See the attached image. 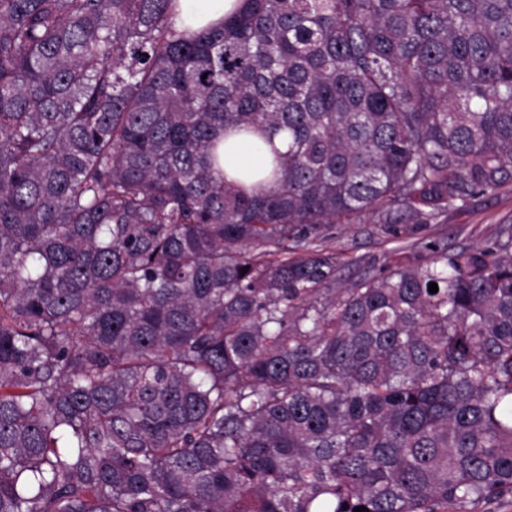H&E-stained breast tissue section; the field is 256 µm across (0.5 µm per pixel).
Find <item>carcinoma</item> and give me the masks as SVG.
<instances>
[{
	"mask_svg": "<svg viewBox=\"0 0 512 512\" xmlns=\"http://www.w3.org/2000/svg\"><path fill=\"white\" fill-rule=\"evenodd\" d=\"M173 3L0 0V512L512 503V224L317 248L512 184V0ZM191 1L202 2V5L196 10H190L188 2ZM177 2L173 14L174 26L178 31H182L188 27L195 29L208 24L219 26L224 21V15L240 9L244 0H177ZM261 152L254 149L251 142L237 135L235 130L229 129L224 133V174L228 179L236 177L240 171L256 170L273 157V151L283 152L286 143L280 137H273L270 143L265 139L260 141ZM318 244L336 253L338 288H348L367 264L375 273L383 271L389 262V250L396 245L370 216L361 224H326Z\"/></svg>",
	"mask_w": 512,
	"mask_h": 512,
	"instance_id": "1",
	"label": "carcinoma"
}]
</instances>
